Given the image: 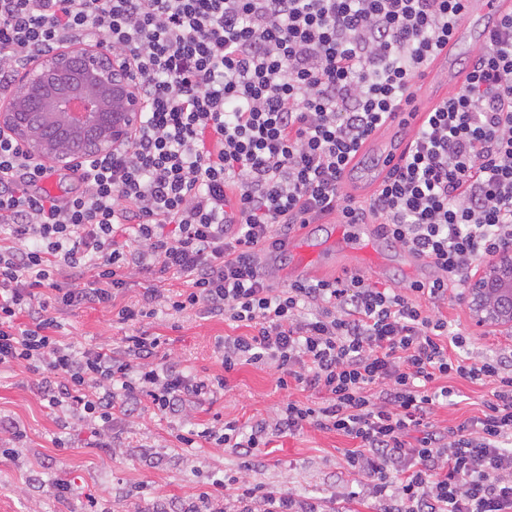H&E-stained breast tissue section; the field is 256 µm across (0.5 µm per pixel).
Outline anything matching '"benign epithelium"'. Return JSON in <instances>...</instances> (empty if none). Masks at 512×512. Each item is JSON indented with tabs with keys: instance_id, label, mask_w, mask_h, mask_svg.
<instances>
[{
	"instance_id": "obj_1",
	"label": "benign epithelium",
	"mask_w": 512,
	"mask_h": 512,
	"mask_svg": "<svg viewBox=\"0 0 512 512\" xmlns=\"http://www.w3.org/2000/svg\"><path fill=\"white\" fill-rule=\"evenodd\" d=\"M143 101L130 66L98 44L61 50L29 63L10 99L0 105V131L22 142L32 156L70 167L81 152L72 142L93 133L86 153H108L129 138ZM58 128L63 137H47L33 125ZM512 296V248L506 247L470 283L467 300L476 324H512V311L497 299Z\"/></svg>"
}]
</instances>
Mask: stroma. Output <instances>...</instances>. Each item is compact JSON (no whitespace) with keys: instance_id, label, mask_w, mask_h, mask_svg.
Here are the masks:
<instances>
[{"instance_id":"obj_1","label":"stroma","mask_w":512,"mask_h":512,"mask_svg":"<svg viewBox=\"0 0 512 512\" xmlns=\"http://www.w3.org/2000/svg\"><path fill=\"white\" fill-rule=\"evenodd\" d=\"M334 217L310 225L308 235L331 263L323 279H333L358 269L357 257L334 246ZM381 267L371 271L382 285L407 286L409 279L430 277L429 267L413 264L406 249L380 239ZM172 296L183 289L181 281L154 273L132 278L112 305L95 308L62 307L55 317L60 336L86 343L118 344L128 331L119 323L118 310L141 302L148 290ZM452 330L469 334L470 349L492 355L512 349V332L498 326L478 327L466 299L449 297L440 308ZM145 330L164 336L168 359L180 362L190 373L203 377L225 376L227 387L214 402L197 407L190 419L172 417L154 409L138 417L112 419V443L99 446L90 426L71 411H50L38 394L36 377L21 365L0 367V422L15 424L23 433L12 454L0 455V512H88L98 504L103 512H266L265 498L244 501L236 489L201 503L198 495L210 490L214 480L242 474L244 481L266 487L292 500L295 512H386L387 501L370 483L346 464L353 448L350 439L312 427L294 434L271 437L257 467L240 473L233 449L201 441L182 444L178 436L210 426L213 417L249 424L275 418L287 401L314 404L319 396L296 385L281 388L278 372L264 365L243 364L225 372L217 343L227 336H243L247 327L196 311L158 314L145 319ZM457 405L437 410L434 423L445 428L477 414L489 389L463 383ZM65 448H57L56 439ZM69 483L65 495H56V480Z\"/></svg>"}]
</instances>
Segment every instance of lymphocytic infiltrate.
I'll list each match as a JSON object with an SVG mask.
<instances>
[{"instance_id":"1","label":"lymphocytic infiltrate","mask_w":512,"mask_h":512,"mask_svg":"<svg viewBox=\"0 0 512 512\" xmlns=\"http://www.w3.org/2000/svg\"><path fill=\"white\" fill-rule=\"evenodd\" d=\"M466 0H0V90L16 69L91 31L128 57L144 102L125 145L72 173L0 136V365H26L49 410L101 421L143 403L173 416L225 379L186 374L140 329L161 310L244 323L225 338V371L273 365L288 401L275 423L228 421L181 435L235 449L244 468L271 435L305 427L355 444L349 468L393 512H512V357L479 360L434 307L512 245V15L491 31L460 90L427 113L366 200L342 174L369 136L412 96L448 44ZM334 215L378 223L434 274L402 288L351 274L275 283L260 254L284 253L304 225ZM145 270L182 280L124 306L119 349L57 336L61 307L111 304ZM489 384L479 415L435 428L454 380Z\"/></svg>"}]
</instances>
